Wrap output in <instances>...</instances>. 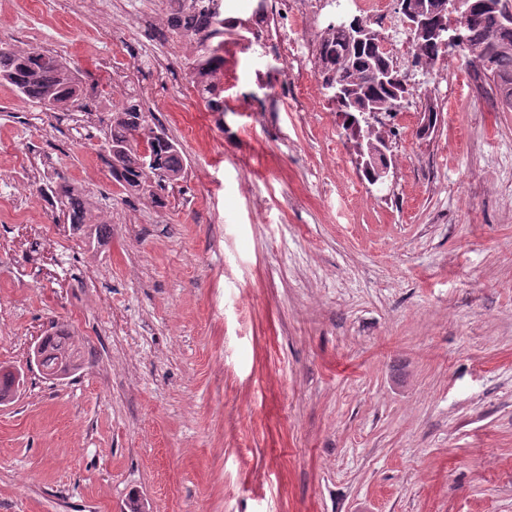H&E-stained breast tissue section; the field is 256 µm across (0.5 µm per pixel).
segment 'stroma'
<instances>
[{"label":"stroma","mask_w":512,"mask_h":512,"mask_svg":"<svg viewBox=\"0 0 512 512\" xmlns=\"http://www.w3.org/2000/svg\"><path fill=\"white\" fill-rule=\"evenodd\" d=\"M224 36V109L189 83L162 0L59 14L0 0V44L86 75L73 112L0 84V512H512V109L463 52L411 65L394 178L356 168L313 68L275 54L258 0ZM281 16L299 54L334 10ZM183 148L165 207L118 189L104 131L122 88ZM433 104L431 136L416 117ZM63 173L111 224L91 246L41 194ZM68 328L83 367L47 379L34 342ZM21 382L23 383V375L18 370H0V404L10 403L14 400ZM6 396L8 399H5Z\"/></svg>","instance_id":"obj_1"}]
</instances>
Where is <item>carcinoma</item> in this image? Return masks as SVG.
Masks as SVG:
<instances>
[{
	"mask_svg": "<svg viewBox=\"0 0 512 512\" xmlns=\"http://www.w3.org/2000/svg\"><path fill=\"white\" fill-rule=\"evenodd\" d=\"M170 31L189 36L195 44L191 74L195 87L212 112L224 111L221 97V75L224 74V34L239 26L236 18L224 15L215 0H165ZM461 9L471 10L472 19L465 30L469 46L482 50L488 37L499 35L511 49L497 53L492 70H482L494 82L512 80V30L503 29V12L512 10V0H464ZM443 50L428 39L413 42L415 66L429 71L436 65ZM381 70V61L369 50L356 49L349 43V34L342 29L322 31L316 53V76L338 80L360 99L384 102L386 110H397L403 101V90L392 82H379L372 72ZM0 83L12 87L16 94L44 108L47 112L67 111L78 102L82 93L79 72L62 57L35 49L14 51L0 47ZM348 141L355 142L366 132L375 142L395 135L393 126L377 123L373 126L343 122ZM112 159V178L124 189L163 204L161 192L166 185L183 177L184 164L181 145L169 137L165 129L149 122V115L140 101L130 96L122 107L112 112V121L105 137ZM40 191L60 204L67 220L78 230L90 229L88 238L99 239L109 225L93 214L90 203L64 176H57L40 186ZM43 373L55 377L70 375L82 367L79 345L64 329L40 338ZM22 373L0 370V404L14 400Z\"/></svg>",
	"mask_w": 512,
	"mask_h": 512,
	"instance_id": "obj_1",
	"label": "carcinoma"
}]
</instances>
